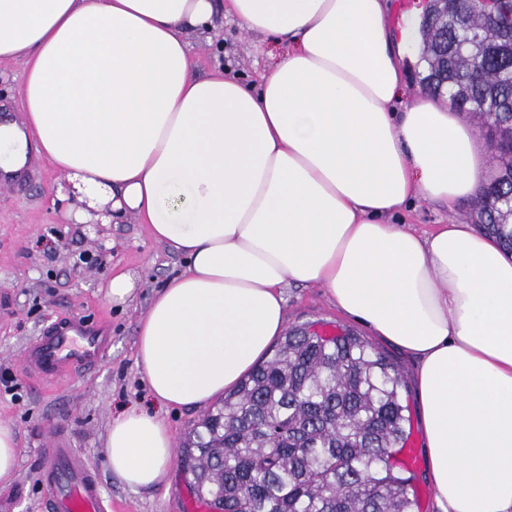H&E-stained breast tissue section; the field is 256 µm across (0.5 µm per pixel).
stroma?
Listing matches in <instances>:
<instances>
[{
    "instance_id": "35a3bbf8",
    "label": "stroma",
    "mask_w": 512,
    "mask_h": 512,
    "mask_svg": "<svg viewBox=\"0 0 512 512\" xmlns=\"http://www.w3.org/2000/svg\"><path fill=\"white\" fill-rule=\"evenodd\" d=\"M197 75L212 67H230L246 82L270 69L285 53L284 44L247 32L239 20L216 17L211 28L186 35ZM61 177L39 158H32L23 182L0 186V420L13 424L18 440V466L14 477L0 482V512H44L45 490L38 480L41 444L49 425L99 471L112 512H185L190 501L188 478L180 458L193 427L207 407L162 410L174 435L168 481L133 493L112 476L105 463L108 427L122 411L156 405L135 364L138 320L157 287L182 267L178 254L154 242L146 225L127 219L121 224H64L50 208ZM454 218L476 223L471 200L455 211L418 200L405 213L411 228L425 230ZM132 277L135 291L124 304L105 295L112 275ZM289 326L315 325L325 330L342 326L370 337L361 322L338 313L323 288L287 286ZM106 315L112 342L103 362L93 370H77L49 387L31 383L21 369L27 342L56 320L84 315ZM377 348L401 371L403 401L409 407L411 429L421 434L420 401L414 383L415 363L393 345L377 341Z\"/></svg>"
}]
</instances>
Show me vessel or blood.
<instances>
[{
	"label": "vessel or blood",
	"mask_w": 512,
	"mask_h": 512,
	"mask_svg": "<svg viewBox=\"0 0 512 512\" xmlns=\"http://www.w3.org/2000/svg\"><path fill=\"white\" fill-rule=\"evenodd\" d=\"M111 344L105 322L72 316L45 328L25 347L29 381L48 385L78 369L100 365ZM40 478L47 489V512H112L97 469L64 440L44 449Z\"/></svg>",
	"instance_id": "1"
}]
</instances>
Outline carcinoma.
<instances>
[{"label":"carcinoma","instance_id":"carcinoma-1","mask_svg":"<svg viewBox=\"0 0 512 512\" xmlns=\"http://www.w3.org/2000/svg\"><path fill=\"white\" fill-rule=\"evenodd\" d=\"M465 0L421 9L422 89L492 128L506 158L482 182L478 221L512 252L501 223L512 198V0L491 20ZM398 368L344 330H288L241 385L194 428L190 487L210 512H416L409 478L390 464L409 416Z\"/></svg>","mask_w":512,"mask_h":512}]
</instances>
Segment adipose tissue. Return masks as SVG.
<instances>
[{"label":"adipose tissue","instance_id":"adipose-tissue-1","mask_svg":"<svg viewBox=\"0 0 512 512\" xmlns=\"http://www.w3.org/2000/svg\"><path fill=\"white\" fill-rule=\"evenodd\" d=\"M220 12L288 44L258 85L194 75L185 31ZM419 42L386 0H0V60L24 62L0 169L36 148L77 199H51L60 220L130 215L183 257L137 328L160 405L236 387L286 331L284 286L317 285L414 360L434 512H512V256L470 223L401 222L474 197L485 170L471 123L402 99ZM173 444L131 409L106 464L155 488Z\"/></svg>","mask_w":512,"mask_h":512}]
</instances>
